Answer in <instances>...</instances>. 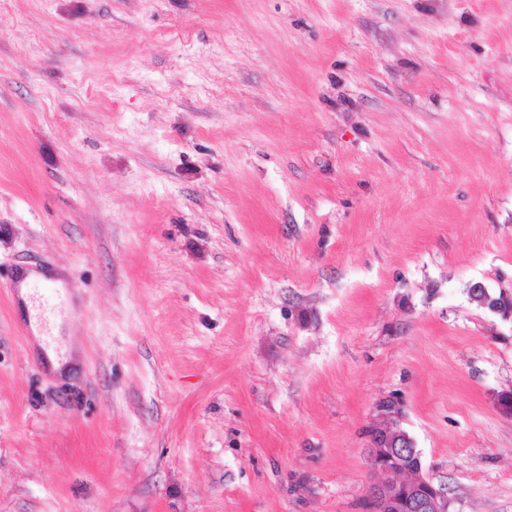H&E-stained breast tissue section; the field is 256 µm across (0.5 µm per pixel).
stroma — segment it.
<instances>
[{
    "mask_svg": "<svg viewBox=\"0 0 512 512\" xmlns=\"http://www.w3.org/2000/svg\"><path fill=\"white\" fill-rule=\"evenodd\" d=\"M477 282L512 0H0V512H364L386 399L448 512H512ZM33 281L45 282L46 279L44 278V276L42 274L34 272V271L25 273V275L23 276L21 285H20V288H21L20 294L29 309L31 329L34 332L35 337L38 339L40 345L43 347V349H45L46 355H47L48 359L50 360L52 366L55 369H57L61 366L60 359L57 356V354L53 348L46 347L44 345L42 340L45 339V336L41 335V324L38 321V319L36 318V312L32 308V302L30 301V291H29L28 287Z\"/></svg>",
    "mask_w": 512,
    "mask_h": 512,
    "instance_id": "35a3bbf8",
    "label": "stroma"
}]
</instances>
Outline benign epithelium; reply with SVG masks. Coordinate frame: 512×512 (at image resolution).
<instances>
[{
    "label": "benign epithelium",
    "instance_id": "obj_1",
    "mask_svg": "<svg viewBox=\"0 0 512 512\" xmlns=\"http://www.w3.org/2000/svg\"><path fill=\"white\" fill-rule=\"evenodd\" d=\"M471 301L512 315V297L492 296L481 283L469 289ZM367 454L374 474L364 498L366 512H448V492L423 473L421 453L399 422L398 402L378 405Z\"/></svg>",
    "mask_w": 512,
    "mask_h": 512
}]
</instances>
